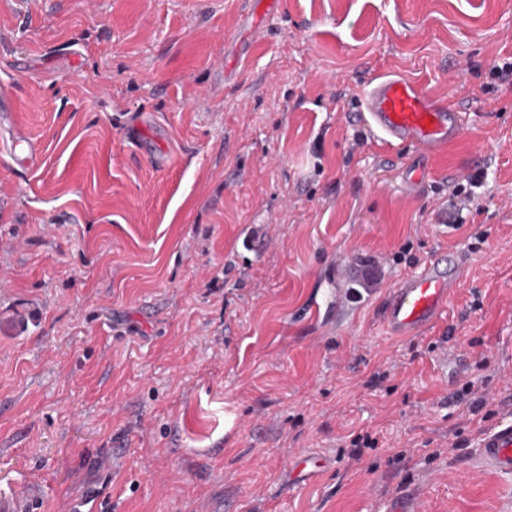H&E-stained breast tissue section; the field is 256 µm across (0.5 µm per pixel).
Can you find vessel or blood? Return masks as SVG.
Returning a JSON list of instances; mask_svg holds the SVG:
<instances>
[{"label": "vessel or blood", "mask_w": 512, "mask_h": 512, "mask_svg": "<svg viewBox=\"0 0 512 512\" xmlns=\"http://www.w3.org/2000/svg\"><path fill=\"white\" fill-rule=\"evenodd\" d=\"M361 110L386 144L412 145L427 160L440 155L463 132L456 107L439 103L419 81L407 77H374L362 97ZM12 155L20 166L40 165L38 144L22 131L14 133ZM460 276V266L445 269L433 259L402 278L387 297L383 312L390 332L411 336L438 321ZM480 451L493 467L512 473V425L485 435ZM382 512H423V505L415 492L408 491L388 499Z\"/></svg>", "instance_id": "b4317fda"}]
</instances>
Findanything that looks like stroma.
Here are the masks:
<instances>
[{
    "label": "stroma",
    "mask_w": 512,
    "mask_h": 512,
    "mask_svg": "<svg viewBox=\"0 0 512 512\" xmlns=\"http://www.w3.org/2000/svg\"><path fill=\"white\" fill-rule=\"evenodd\" d=\"M511 57L512 0H0V88L42 153L0 135V492L512 512L478 455L512 425ZM382 72L463 114L418 194L413 148L360 115ZM450 253L441 319L390 335L388 291ZM468 383L487 407L453 401ZM302 454L325 472L298 482ZM12 155L20 166L37 168L40 165L39 145L20 129H16L14 133ZM383 512H422L421 498L413 491H406L388 499L383 507Z\"/></svg>",
    "instance_id": "1"
}]
</instances>
